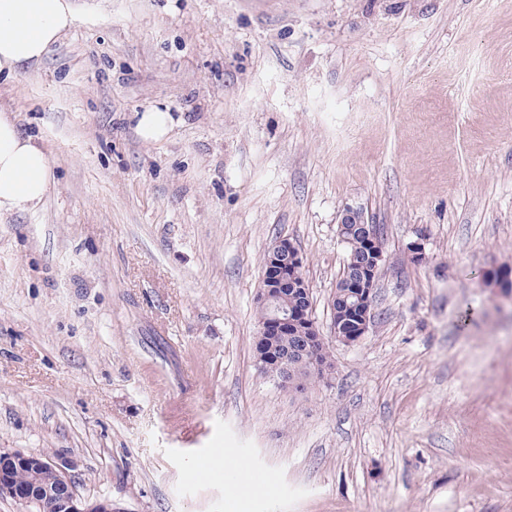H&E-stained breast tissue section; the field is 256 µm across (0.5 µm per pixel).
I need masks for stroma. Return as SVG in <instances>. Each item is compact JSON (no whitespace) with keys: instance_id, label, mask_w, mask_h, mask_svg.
I'll return each instance as SVG.
<instances>
[{"instance_id":"stroma-1","label":"stroma","mask_w":512,"mask_h":512,"mask_svg":"<svg viewBox=\"0 0 512 512\" xmlns=\"http://www.w3.org/2000/svg\"><path fill=\"white\" fill-rule=\"evenodd\" d=\"M76 2L0 78L52 180L0 216V451L116 512H512V293L487 278L512 268V0ZM348 209L383 233L369 331L282 388L263 256L295 245L329 334ZM167 112H144L139 121L145 139H159L167 132Z\"/></svg>"}]
</instances>
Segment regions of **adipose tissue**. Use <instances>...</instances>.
Instances as JSON below:
<instances>
[{
	"instance_id": "ef3b65f1",
	"label": "adipose tissue",
	"mask_w": 512,
	"mask_h": 512,
	"mask_svg": "<svg viewBox=\"0 0 512 512\" xmlns=\"http://www.w3.org/2000/svg\"><path fill=\"white\" fill-rule=\"evenodd\" d=\"M77 15L74 0H0V74L41 61ZM49 187L47 154L0 109V215L38 207Z\"/></svg>"
}]
</instances>
